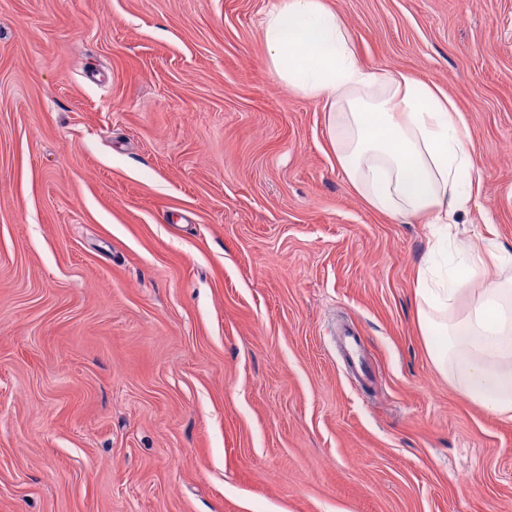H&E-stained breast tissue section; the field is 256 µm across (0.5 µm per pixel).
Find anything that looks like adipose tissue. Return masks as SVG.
<instances>
[{"instance_id": "1", "label": "adipose tissue", "mask_w": 512, "mask_h": 512, "mask_svg": "<svg viewBox=\"0 0 512 512\" xmlns=\"http://www.w3.org/2000/svg\"><path fill=\"white\" fill-rule=\"evenodd\" d=\"M261 30L279 81L324 101L336 160L372 209L445 229L476 200L467 122L440 87L362 64L326 0H277ZM417 284L421 326L440 336L428 347L435 366L512 417V259L481 237L453 238L444 272L421 266Z\"/></svg>"}]
</instances>
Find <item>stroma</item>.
Wrapping results in <instances>:
<instances>
[{
    "label": "stroma",
    "instance_id": "1",
    "mask_svg": "<svg viewBox=\"0 0 512 512\" xmlns=\"http://www.w3.org/2000/svg\"><path fill=\"white\" fill-rule=\"evenodd\" d=\"M327 2L464 114L453 231L512 255V0ZM272 3L0 0V512H512V420L420 327L432 229L352 188Z\"/></svg>",
    "mask_w": 512,
    "mask_h": 512
}]
</instances>
